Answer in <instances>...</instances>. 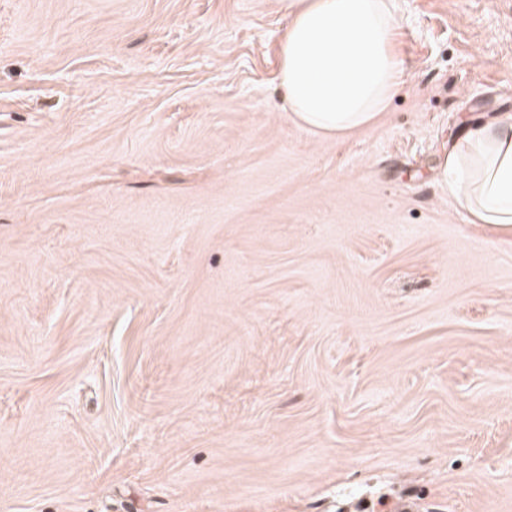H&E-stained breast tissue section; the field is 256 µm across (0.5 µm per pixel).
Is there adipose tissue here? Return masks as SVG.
<instances>
[{
    "label": "adipose tissue",
    "instance_id": "obj_1",
    "mask_svg": "<svg viewBox=\"0 0 512 512\" xmlns=\"http://www.w3.org/2000/svg\"><path fill=\"white\" fill-rule=\"evenodd\" d=\"M280 86L295 123L325 137L369 126L401 79L392 0H286ZM485 224L512 226V120L468 130L441 172Z\"/></svg>",
    "mask_w": 512,
    "mask_h": 512
}]
</instances>
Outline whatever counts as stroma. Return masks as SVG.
Segmentation results:
<instances>
[{"label": "stroma", "instance_id": "obj_1", "mask_svg": "<svg viewBox=\"0 0 512 512\" xmlns=\"http://www.w3.org/2000/svg\"><path fill=\"white\" fill-rule=\"evenodd\" d=\"M394 5L336 139L283 0H0V512H512V228L439 176L512 0Z\"/></svg>", "mask_w": 512, "mask_h": 512}]
</instances>
